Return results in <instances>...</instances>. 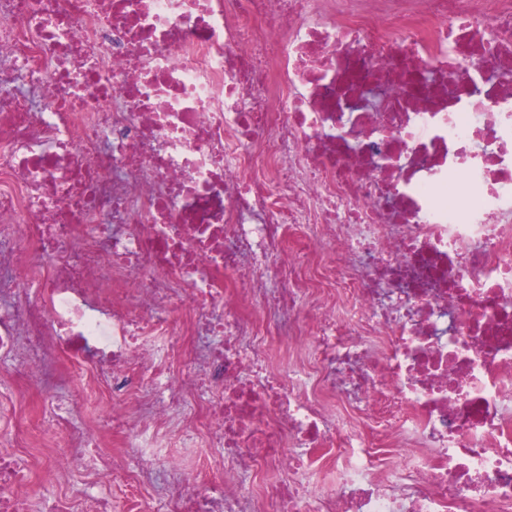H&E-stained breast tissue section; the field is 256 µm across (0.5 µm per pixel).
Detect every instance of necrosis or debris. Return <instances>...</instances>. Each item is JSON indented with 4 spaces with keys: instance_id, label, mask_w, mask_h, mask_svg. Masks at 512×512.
I'll use <instances>...</instances> for the list:
<instances>
[{
    "instance_id": "necrosis-or-debris-1",
    "label": "necrosis or debris",
    "mask_w": 512,
    "mask_h": 512,
    "mask_svg": "<svg viewBox=\"0 0 512 512\" xmlns=\"http://www.w3.org/2000/svg\"><path fill=\"white\" fill-rule=\"evenodd\" d=\"M1 355L112 404L51 487L118 432L162 512H512V0H0Z\"/></svg>"
}]
</instances>
